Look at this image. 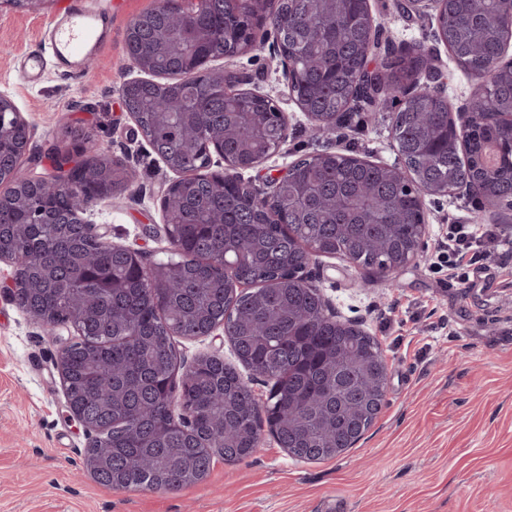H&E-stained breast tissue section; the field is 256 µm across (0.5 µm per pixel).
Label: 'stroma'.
I'll use <instances>...</instances> for the list:
<instances>
[{
  "label": "stroma",
  "instance_id": "obj_1",
  "mask_svg": "<svg viewBox=\"0 0 512 512\" xmlns=\"http://www.w3.org/2000/svg\"><path fill=\"white\" fill-rule=\"evenodd\" d=\"M63 2L0 10V92L32 126L28 169L46 173L57 153L72 151L65 127L90 133L135 172L128 190L94 203V221L112 242L142 251L146 263L166 260L172 249L160 198L173 174L132 136L119 95L137 75L124 52L127 24L155 0H112V41L82 75L52 70L39 86L21 84L16 66ZM398 2L369 0L383 39L433 48L448 104L459 106L470 77L435 38L432 16ZM210 66L234 71L244 89L271 96L288 114L284 145L241 171L243 181L269 190L279 171L323 150L396 163L388 111L350 113L332 134L312 137L309 118L288 96L273 28L261 51ZM423 211L420 255L396 284L341 256L318 257L306 269L341 319L381 346L388 384L364 437L334 459L302 463L265 434L253 456L216 459L203 482L179 491L122 492L90 477L83 466L89 439L67 416L55 368L62 339L74 332L34 323L0 288V512H512V250L469 268L464 284L434 263L452 224H488L512 239V207L427 195Z\"/></svg>",
  "mask_w": 512,
  "mask_h": 512
}]
</instances>
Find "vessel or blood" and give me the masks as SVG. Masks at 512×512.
<instances>
[{"instance_id":"vessel-or-blood-1","label":"vessel or blood","mask_w":512,"mask_h":512,"mask_svg":"<svg viewBox=\"0 0 512 512\" xmlns=\"http://www.w3.org/2000/svg\"><path fill=\"white\" fill-rule=\"evenodd\" d=\"M112 36V11L104 0H67L59 17L40 35L37 50L26 56L27 83L40 80L47 64L77 71L85 60L106 50Z\"/></svg>"}]
</instances>
